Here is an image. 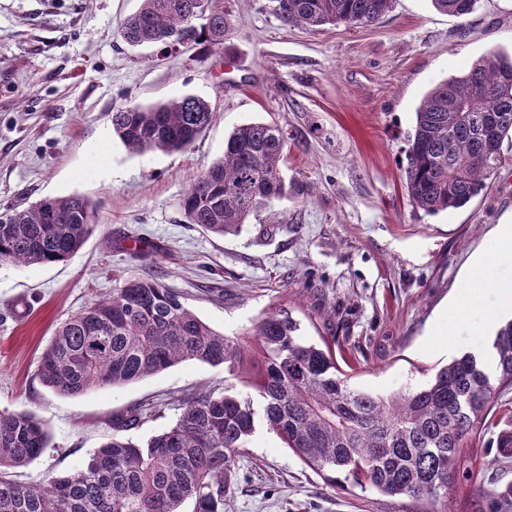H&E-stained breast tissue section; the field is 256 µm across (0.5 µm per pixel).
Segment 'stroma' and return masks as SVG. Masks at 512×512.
<instances>
[{
  "label": "stroma",
  "instance_id": "35a3bbf8",
  "mask_svg": "<svg viewBox=\"0 0 512 512\" xmlns=\"http://www.w3.org/2000/svg\"><path fill=\"white\" fill-rule=\"evenodd\" d=\"M139 0H0V211L54 196L96 205V228L66 261L0 265V412H28L49 433L17 478L38 482L83 467L112 438V418L152 415L143 443L176 419L180 398L231 387L224 366L179 363L131 384L64 395L36 375L56 328L110 297L131 274L154 277L214 330L244 338L283 308L312 342L335 341L354 387L391 394L426 385L479 336L455 309L498 329L499 282L512 258L474 271L499 225L512 224V168L459 210L426 214L403 187L415 112L442 80L480 57L512 52V0H480L456 18L432 0H392L369 26L284 25L267 0H224L223 51L129 47L120 37ZM208 100L210 126L185 151L130 153L112 133L120 108L176 96ZM264 121L288 134L287 196L277 220L217 237L184 223L180 200L224 152L232 131ZM512 437V390L473 455L474 486L448 512H486L512 484L500 464ZM226 512H400L398 500L331 487L265 425H257L224 496Z\"/></svg>",
  "mask_w": 512,
  "mask_h": 512
}]
</instances>
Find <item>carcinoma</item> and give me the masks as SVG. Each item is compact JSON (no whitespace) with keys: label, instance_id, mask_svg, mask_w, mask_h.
I'll list each match as a JSON object with an SVG mask.
<instances>
[{"label":"carcinoma","instance_id":"1","mask_svg":"<svg viewBox=\"0 0 512 512\" xmlns=\"http://www.w3.org/2000/svg\"><path fill=\"white\" fill-rule=\"evenodd\" d=\"M391 0H270L286 25L369 26ZM479 0H433L455 17ZM224 0H142L120 35L132 47L172 46L175 39L224 50ZM201 97L185 95L112 113L113 134L135 153L185 151L212 120ZM512 56L490 53L468 72L436 84L416 111L405 152L404 188L416 208L435 215L481 195L487 180L512 163ZM288 135L251 122L237 127L222 157L183 194L188 224L219 236L238 231L251 215L287 193L281 172ZM95 209L77 195L49 198L0 215V264L63 262L94 230ZM289 312L265 316L252 333L258 357L245 366L241 344L213 330L180 295L141 273L112 296L96 300L63 322L39 358L43 384L65 395L121 386L183 361L224 365L247 375L261 398L199 390L179 404L176 421L145 443L119 433L146 417L131 409L112 420V440L87 464L65 476L22 483L11 471L47 447L49 435L30 413H0V512H224V493L257 423L276 433L306 466L336 486L344 482L407 499L417 512H445L448 495L478 478L466 452L490 428L498 396L512 389V321L495 335L496 375L466 353L441 367L424 387L389 397L350 385L329 344L298 336ZM488 496L494 512H512V485Z\"/></svg>","mask_w":512,"mask_h":512}]
</instances>
